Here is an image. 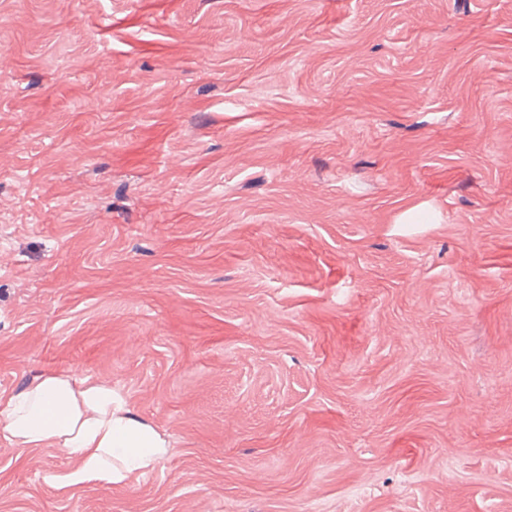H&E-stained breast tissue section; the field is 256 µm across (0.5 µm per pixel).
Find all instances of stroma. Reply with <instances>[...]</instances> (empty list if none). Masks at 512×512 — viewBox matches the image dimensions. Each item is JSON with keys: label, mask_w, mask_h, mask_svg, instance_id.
Listing matches in <instances>:
<instances>
[{"label": "stroma", "mask_w": 512, "mask_h": 512, "mask_svg": "<svg viewBox=\"0 0 512 512\" xmlns=\"http://www.w3.org/2000/svg\"><path fill=\"white\" fill-rule=\"evenodd\" d=\"M105 379L122 486L0 512H512V0H0V396Z\"/></svg>", "instance_id": "obj_1"}]
</instances>
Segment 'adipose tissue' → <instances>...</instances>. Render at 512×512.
Here are the masks:
<instances>
[{"label":"adipose tissue","instance_id":"ef3b65f1","mask_svg":"<svg viewBox=\"0 0 512 512\" xmlns=\"http://www.w3.org/2000/svg\"><path fill=\"white\" fill-rule=\"evenodd\" d=\"M0 439L16 448L54 446L73 458L68 485H123L154 469L170 445L140 419L107 380L76 381L48 374L19 393L0 397Z\"/></svg>","mask_w":512,"mask_h":512}]
</instances>
